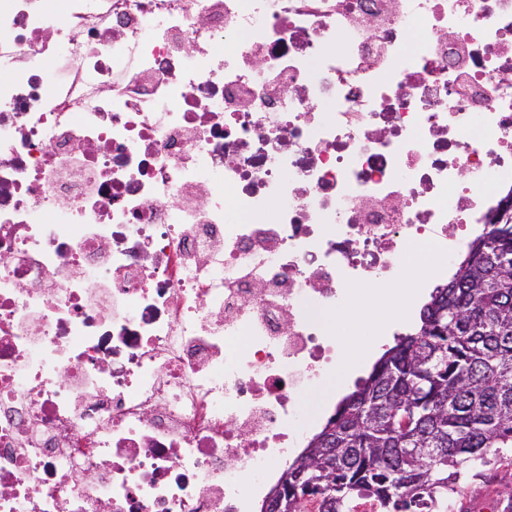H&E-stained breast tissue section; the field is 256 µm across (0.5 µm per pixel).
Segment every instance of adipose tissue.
<instances>
[{
    "mask_svg": "<svg viewBox=\"0 0 512 512\" xmlns=\"http://www.w3.org/2000/svg\"><path fill=\"white\" fill-rule=\"evenodd\" d=\"M424 273V267L414 261H407L404 289L396 290L383 284H373L371 289L366 290L360 296V303L363 309L362 315L351 316L343 312L328 315V322L347 348L351 368H358L369 352V344L362 335L365 316L397 308L404 312L408 311L410 303L407 298L406 289L413 286Z\"/></svg>",
    "mask_w": 512,
    "mask_h": 512,
    "instance_id": "obj_1",
    "label": "adipose tissue"
}]
</instances>
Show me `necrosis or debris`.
I'll return each mask as SVG.
<instances>
[{
    "instance_id": "necrosis-or-debris-1",
    "label": "necrosis or debris",
    "mask_w": 512,
    "mask_h": 512,
    "mask_svg": "<svg viewBox=\"0 0 512 512\" xmlns=\"http://www.w3.org/2000/svg\"><path fill=\"white\" fill-rule=\"evenodd\" d=\"M509 205L512 0H0V512H250ZM426 269L412 260L406 262L404 287L405 289L394 290L383 284L375 283L371 289L360 295V303L364 315L387 312L400 308L404 317L410 315L411 304L408 300L407 287L413 285L424 275Z\"/></svg>"
}]
</instances>
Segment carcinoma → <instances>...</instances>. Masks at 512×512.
I'll return each mask as SVG.
<instances>
[{
    "mask_svg": "<svg viewBox=\"0 0 512 512\" xmlns=\"http://www.w3.org/2000/svg\"><path fill=\"white\" fill-rule=\"evenodd\" d=\"M307 447L317 469L289 465L286 495L320 478L317 512L362 496L378 512H448L461 470L512 448V214L469 244Z\"/></svg>",
    "mask_w": 512,
    "mask_h": 512,
    "instance_id": "obj_1",
    "label": "carcinoma"
}]
</instances>
